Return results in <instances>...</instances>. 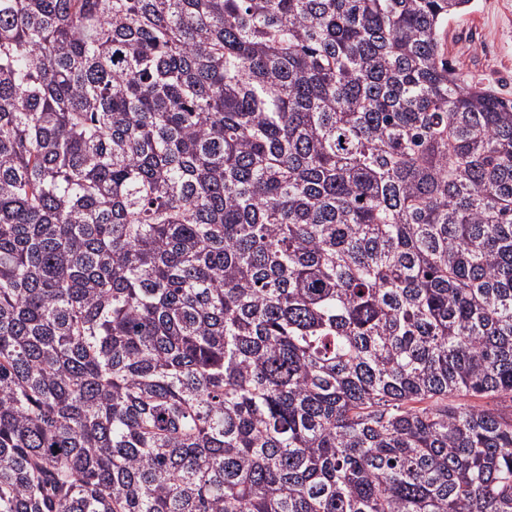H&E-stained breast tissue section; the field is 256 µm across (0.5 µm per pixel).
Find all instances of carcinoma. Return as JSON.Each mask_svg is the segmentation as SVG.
<instances>
[{
    "label": "carcinoma",
    "instance_id": "obj_1",
    "mask_svg": "<svg viewBox=\"0 0 512 512\" xmlns=\"http://www.w3.org/2000/svg\"><path fill=\"white\" fill-rule=\"evenodd\" d=\"M469 2L0 0V512H512Z\"/></svg>",
    "mask_w": 512,
    "mask_h": 512
}]
</instances>
